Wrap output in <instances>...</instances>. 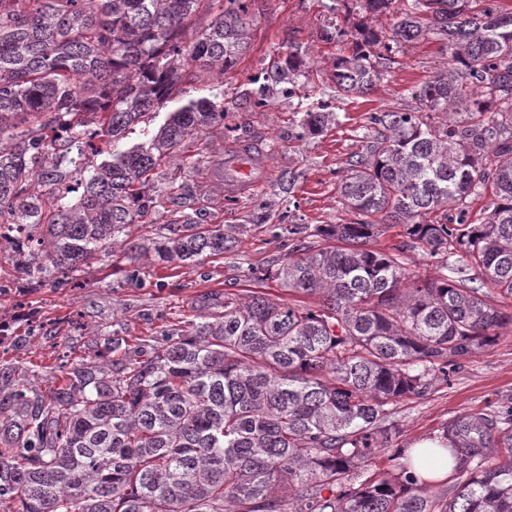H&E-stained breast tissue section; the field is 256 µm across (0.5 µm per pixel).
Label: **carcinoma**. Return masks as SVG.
<instances>
[{
	"label": "carcinoma",
	"instance_id": "carcinoma-1",
	"mask_svg": "<svg viewBox=\"0 0 512 512\" xmlns=\"http://www.w3.org/2000/svg\"><path fill=\"white\" fill-rule=\"evenodd\" d=\"M251 2L0 0V225L28 240L8 252L17 280L78 271L177 203L176 188L151 194L150 176L224 125V101L189 99L147 126L184 85L237 64ZM430 35L448 70L412 90L415 106L372 113L345 162L341 203L360 219L315 225L325 246L296 241L259 277L318 303L206 291L197 319L166 336L70 346L55 372L0 361V512H283L285 488L294 512H512V407L448 424L449 500L405 465L350 483L397 435L387 406L448 381L512 325L482 292L512 297V11L404 0L389 30L358 26L331 81L338 99L366 96L398 64L395 46ZM301 78L313 69L295 49L254 77L249 105ZM334 118L306 109L296 139ZM488 191L474 224L471 200ZM392 227L399 243L373 246ZM235 232L188 219L125 239L123 253L197 263L231 250ZM414 250L441 276L410 271Z\"/></svg>",
	"mask_w": 512,
	"mask_h": 512
}]
</instances>
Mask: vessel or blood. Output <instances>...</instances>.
Segmentation results:
<instances>
[{
    "label": "vessel or blood",
    "instance_id": "1",
    "mask_svg": "<svg viewBox=\"0 0 512 512\" xmlns=\"http://www.w3.org/2000/svg\"><path fill=\"white\" fill-rule=\"evenodd\" d=\"M271 174L268 156L255 143L244 142L225 152L223 161L212 169L211 179L221 181L224 196L237 200L253 194Z\"/></svg>",
    "mask_w": 512,
    "mask_h": 512
}]
</instances>
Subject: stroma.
Returning <instances> with one entry per match:
<instances>
[{"mask_svg":"<svg viewBox=\"0 0 512 512\" xmlns=\"http://www.w3.org/2000/svg\"><path fill=\"white\" fill-rule=\"evenodd\" d=\"M251 12L250 47L234 68L225 71L222 87L207 79L187 88L188 97L196 99L224 94L223 126L202 133L162 167L167 179L186 184L187 195L181 203L153 214L149 223L128 228L130 237L150 236L197 211L207 224L243 225L237 249L198 266L176 267L161 265L151 256L131 265L118 251L75 272L73 285L32 288L21 294L15 290L10 261L1 259L0 285L6 291L0 295V321L19 341L1 345L0 359L53 363L48 340L24 334L31 318L49 324L56 336L79 347L115 330L124 336L163 335L192 319L191 303L197 294L207 290L240 294L255 288V271L288 251L287 237H274L275 225L311 228L354 221V214L341 203L338 183L346 158L360 146L370 113L410 105L414 86L447 69L448 53L432 36L406 44L399 51L400 66L372 94L340 100L329 79L332 61L355 35L366 14L365 0H348L344 12L332 9L331 0H253ZM335 26L343 31L341 38L318 40L321 29ZM294 46L313 62L314 83L299 87L291 97L275 95L266 107H245V99L256 90L251 77L281 61ZM301 104L320 106L336 113L338 120L319 134L296 139L295 113ZM240 141L271 150L272 177L255 195L229 202L223 185L209 180L207 172L223 159L228 146ZM191 156L196 163L190 167L186 160ZM288 170L296 175L291 185L281 179ZM132 266L139 280L130 284L126 272ZM502 406H512V328L501 330L492 346L476 350L448 381H434L425 396H410L391 406L386 421L396 425L399 434L392 448L377 454L371 473L395 471L394 449L442 436L455 417Z\"/></svg>","mask_w":512,"mask_h":512,"instance_id":"35a3bbf8","label":"stroma"}]
</instances>
